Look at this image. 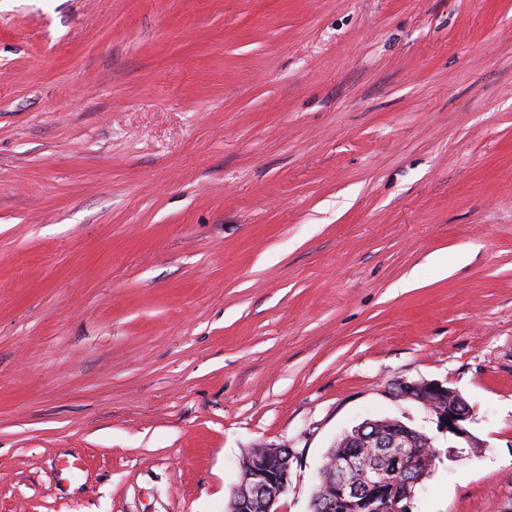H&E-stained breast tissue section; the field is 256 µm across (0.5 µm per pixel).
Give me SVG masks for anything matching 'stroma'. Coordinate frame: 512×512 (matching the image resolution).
Masks as SVG:
<instances>
[{
    "label": "stroma",
    "instance_id": "1",
    "mask_svg": "<svg viewBox=\"0 0 512 512\" xmlns=\"http://www.w3.org/2000/svg\"><path fill=\"white\" fill-rule=\"evenodd\" d=\"M368 417L512 512V0H0V512H224L260 445L308 512ZM392 395L396 399H410L421 402L436 417L437 431L448 434L467 446L470 452L481 448L466 427L470 411L465 399L455 390L438 381H402L395 385ZM423 406V407H424ZM450 420L451 425L446 421Z\"/></svg>",
    "mask_w": 512,
    "mask_h": 512
}]
</instances>
